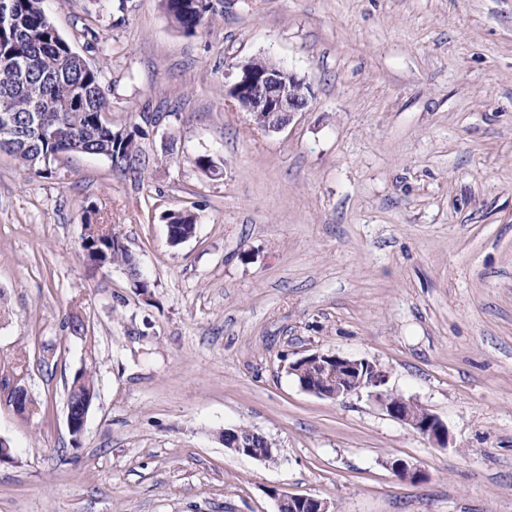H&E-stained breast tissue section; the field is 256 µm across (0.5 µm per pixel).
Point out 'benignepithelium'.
<instances>
[{
	"instance_id": "7a95c632",
	"label": "benign epithelium",
	"mask_w": 512,
	"mask_h": 512,
	"mask_svg": "<svg viewBox=\"0 0 512 512\" xmlns=\"http://www.w3.org/2000/svg\"><path fill=\"white\" fill-rule=\"evenodd\" d=\"M236 72L228 89L229 95L253 117L266 132L284 130L307 107L310 87L295 73L271 61L258 69L253 59L235 65ZM81 242L100 243L108 235L100 224H85ZM288 373L301 376L300 388L312 395L342 401L362 389L370 390L376 403L391 419L410 426L430 444L446 448L449 431L446 423L419 403L397 398L388 386L389 374L378 364L354 358L315 352L288 364ZM88 407L79 414L67 410L69 432L79 438L84 430ZM387 467L401 481L418 484L426 473L401 458L387 462ZM277 512H332L331 502L315 496H276Z\"/></svg>"
}]
</instances>
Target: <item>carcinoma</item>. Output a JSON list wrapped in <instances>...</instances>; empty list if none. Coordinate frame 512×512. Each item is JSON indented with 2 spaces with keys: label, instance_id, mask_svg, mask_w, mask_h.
<instances>
[{
  "label": "carcinoma",
  "instance_id": "carcinoma-1",
  "mask_svg": "<svg viewBox=\"0 0 512 512\" xmlns=\"http://www.w3.org/2000/svg\"><path fill=\"white\" fill-rule=\"evenodd\" d=\"M42 0H13L14 25L0 31V64L17 62L29 71L30 79L43 87L40 104H35L27 90L19 85L0 80V106L6 104L18 115L17 130L4 137L0 150L12 156L25 170L43 176L51 170L36 163L38 155L55 156L76 151L83 153L122 155L131 146L139 147L138 139L144 135L137 124L113 128L101 126L94 118L109 104L100 82L99 72L83 67L71 54L72 48L45 16ZM167 15L187 34L204 28L210 20L211 10L199 14L198 0H163ZM74 96H85L87 102L81 112H70L67 105ZM173 225L178 236L191 238L196 231V216L191 213L169 212L163 216ZM107 265L118 266L142 282V289L150 287L140 273L136 255L125 247L117 235H112L106 248ZM96 396L94 376L78 372L69 388L68 399L79 407ZM234 435L253 437V451L261 453L273 447L266 437L241 426L232 430Z\"/></svg>",
  "mask_w": 512,
  "mask_h": 512
}]
</instances>
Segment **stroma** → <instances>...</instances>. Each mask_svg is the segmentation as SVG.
Listing matches in <instances>:
<instances>
[{
  "label": "stroma",
  "instance_id": "stroma-1",
  "mask_svg": "<svg viewBox=\"0 0 512 512\" xmlns=\"http://www.w3.org/2000/svg\"><path fill=\"white\" fill-rule=\"evenodd\" d=\"M189 35L161 0H44L100 71L147 165L0 153V512H512V0H212ZM266 56L312 96L268 134L224 85ZM221 167L214 178L197 156ZM171 210L197 216L171 245ZM148 290L91 268L83 219ZM364 358L448 425L437 448L368 390L334 402L289 362ZM97 395L66 423L76 372ZM24 386L38 411L9 399ZM245 426L273 462L220 439ZM424 470L419 484L386 463ZM107 240H110L111 244L105 248L107 259L106 265L122 267L127 271V273L137 277V279L142 282V289L147 290V288L150 287V284L140 273L139 265L136 262V255L122 244L116 234L112 235V239L108 238ZM391 472L401 481L418 484L426 479V473L401 458H394L386 463ZM277 512H286L284 506L288 504V512H333L330 510L331 502L324 498L305 495H276Z\"/></svg>",
  "mask_w": 512,
  "mask_h": 512
}]
</instances>
